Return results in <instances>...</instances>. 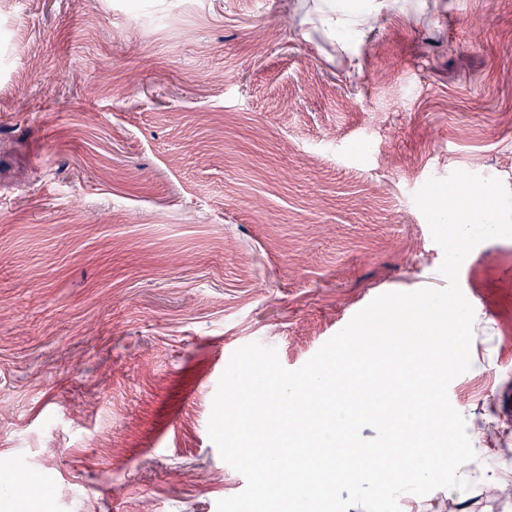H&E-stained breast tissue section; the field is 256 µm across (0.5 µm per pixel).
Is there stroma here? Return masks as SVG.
I'll return each mask as SVG.
<instances>
[{"instance_id": "35a3bbf8", "label": "stroma", "mask_w": 512, "mask_h": 512, "mask_svg": "<svg viewBox=\"0 0 512 512\" xmlns=\"http://www.w3.org/2000/svg\"><path fill=\"white\" fill-rule=\"evenodd\" d=\"M318 3L0 0V512H217L232 353L444 287L428 179L512 191V0H400L353 54ZM459 284L449 400L512 424V238Z\"/></svg>"}]
</instances>
